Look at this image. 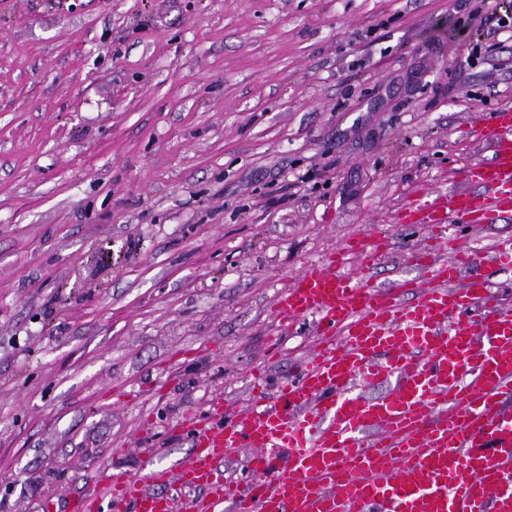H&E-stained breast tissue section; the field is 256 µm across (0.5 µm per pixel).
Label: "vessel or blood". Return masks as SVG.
Returning <instances> with one entry per match:
<instances>
[{
  "label": "vessel or blood",
  "mask_w": 512,
  "mask_h": 512,
  "mask_svg": "<svg viewBox=\"0 0 512 512\" xmlns=\"http://www.w3.org/2000/svg\"><path fill=\"white\" fill-rule=\"evenodd\" d=\"M493 155L461 174L462 188L417 194L398 213L425 234L408 261L418 275L375 287L388 238L353 235L291 279L274 310L283 324L315 318L320 340L301 375L233 421L190 419L193 451L175 471L106 467L70 512H178L169 487L198 490L188 512H512V310L497 306L480 257L458 249L454 225L512 220V110L484 124ZM358 272L344 274L348 256ZM395 380L393 394L359 387ZM244 455L257 479L224 476Z\"/></svg>",
  "instance_id": "obj_1"
}]
</instances>
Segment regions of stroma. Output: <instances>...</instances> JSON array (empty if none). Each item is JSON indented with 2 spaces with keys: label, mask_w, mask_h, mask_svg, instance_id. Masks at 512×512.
Segmentation results:
<instances>
[{
  "label": "stroma",
  "mask_w": 512,
  "mask_h": 512,
  "mask_svg": "<svg viewBox=\"0 0 512 512\" xmlns=\"http://www.w3.org/2000/svg\"><path fill=\"white\" fill-rule=\"evenodd\" d=\"M480 0H0V512L119 462L178 469L186 416L297 378L316 322L282 287L353 234L416 277L414 192L492 157L512 27ZM475 272L512 221L458 225Z\"/></svg>",
  "instance_id": "stroma-1"
}]
</instances>
